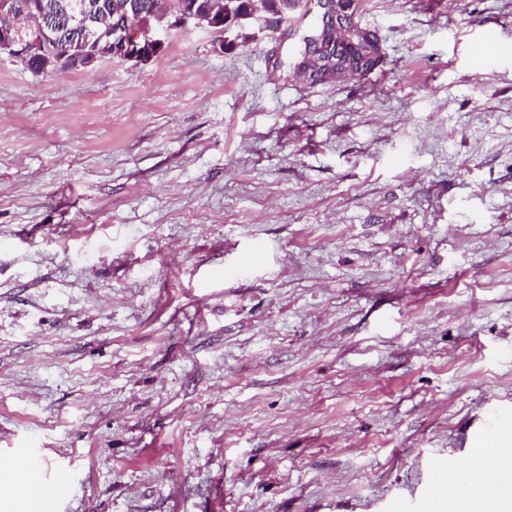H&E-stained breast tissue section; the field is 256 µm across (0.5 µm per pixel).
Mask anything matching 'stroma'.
<instances>
[{
    "label": "stroma",
    "instance_id": "stroma-1",
    "mask_svg": "<svg viewBox=\"0 0 512 512\" xmlns=\"http://www.w3.org/2000/svg\"><path fill=\"white\" fill-rule=\"evenodd\" d=\"M374 70L287 20L135 66L0 54V512H428L512 433V0H357ZM331 1V24L333 28L332 39L325 42L322 46L320 45L316 55L326 54L330 57V61L333 63L314 74H310L309 70H305L302 67L298 71L299 76L309 83H319L330 77L341 78L349 74L360 73L363 72L364 68L371 62L374 61L377 65L381 60V50L379 54L369 56V61L367 63V59H363L358 62H351L350 59H345V55H342V53H344V47L349 44H353L354 41L357 43L356 49L365 48V44H368L373 53L377 49L376 43L371 41L373 40L371 35H369L371 40H369L365 34L360 32H357L354 38L352 36L353 28L350 25V20L353 17H351V12L355 8V0ZM321 34L320 28L312 29L308 34L304 35L301 39L299 46L295 49L292 56L293 67L297 62H303L305 67L316 69L321 66L319 59L314 58L309 51V44L311 41L318 39ZM496 447L494 426L489 425L471 443V452L482 457L488 465L495 463L493 448ZM66 482L63 477H58L52 482H46L36 478L33 483V497L38 500L44 512H52L58 498L63 494Z\"/></svg>",
    "mask_w": 512,
    "mask_h": 512
}]
</instances>
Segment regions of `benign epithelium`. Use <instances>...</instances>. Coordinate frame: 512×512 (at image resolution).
Listing matches in <instances>:
<instances>
[{"mask_svg": "<svg viewBox=\"0 0 512 512\" xmlns=\"http://www.w3.org/2000/svg\"><path fill=\"white\" fill-rule=\"evenodd\" d=\"M355 0H332V39L318 48V53L330 57L331 65L314 74L305 69L299 70V76L309 83H319L330 77L341 78L349 74L360 73L367 62H380L381 55H372L369 60L353 62L344 56V47L354 43L353 28L350 25L351 12ZM155 22L139 21L141 14L137 5L112 14V23L94 31L80 24L66 26V36L54 51L47 48L48 34L39 27L27 37L17 36L12 25L0 26V50L20 60L35 74L64 70L70 54L71 44L84 48V67L94 66L103 57L131 62L137 66L151 61L164 49L163 34L185 29L189 26L207 27L219 35H224L222 24L200 14L189 5L187 0L178 8L163 7L151 12ZM246 19L266 28L267 0H248Z\"/></svg>", "mask_w": 512, "mask_h": 512, "instance_id": "obj_1", "label": "benign epithelium"}]
</instances>
